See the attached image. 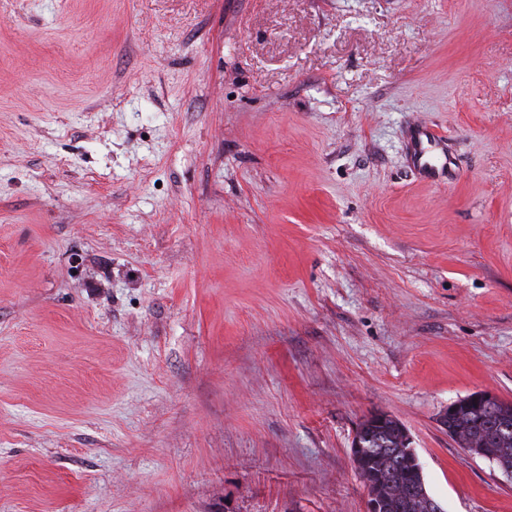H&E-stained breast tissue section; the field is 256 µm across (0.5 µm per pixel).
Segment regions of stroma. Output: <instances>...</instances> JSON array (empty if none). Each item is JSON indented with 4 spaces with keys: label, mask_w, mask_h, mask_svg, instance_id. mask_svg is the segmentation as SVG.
Instances as JSON below:
<instances>
[{
    "label": "stroma",
    "mask_w": 512,
    "mask_h": 512,
    "mask_svg": "<svg viewBox=\"0 0 512 512\" xmlns=\"http://www.w3.org/2000/svg\"><path fill=\"white\" fill-rule=\"evenodd\" d=\"M447 133L419 180L414 123ZM512 0H0V512H444L512 480ZM498 412L500 416L491 414L479 420L473 412L462 407L448 424V435L453 437L461 448V442L469 444L488 441L492 448H498L503 461L512 466V404H502L498 407ZM471 447L463 449L472 456L494 464L505 477L512 480V467L502 464L492 448H482L483 446L478 444ZM389 415L382 412H374L368 416L358 428L352 443L351 455L352 464L357 473H362L363 462L366 459L365 448L368 449L370 458V469L375 473L382 483H373L366 480L368 498L367 511L381 512L383 497L386 502L385 512H424L419 495H428L427 509L425 511H439L441 506L429 495L426 486L423 471H414L408 457L402 448L404 446V434L400 427L403 424L398 420L389 422L383 427H371L361 435L360 441L358 433L364 427L382 426L388 419ZM414 485L417 488L415 493L409 492V486ZM381 485L382 492L381 494ZM372 492L369 495V489ZM436 502H434V501ZM438 506H437V505ZM434 508V510H432ZM442 509V508H441Z\"/></svg>",
    "instance_id": "stroma-1"
}]
</instances>
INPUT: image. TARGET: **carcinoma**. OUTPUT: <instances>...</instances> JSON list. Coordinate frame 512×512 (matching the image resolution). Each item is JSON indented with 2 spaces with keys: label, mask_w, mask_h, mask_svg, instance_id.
<instances>
[{
  "label": "carcinoma",
  "mask_w": 512,
  "mask_h": 512,
  "mask_svg": "<svg viewBox=\"0 0 512 512\" xmlns=\"http://www.w3.org/2000/svg\"><path fill=\"white\" fill-rule=\"evenodd\" d=\"M401 427L402 423L391 421L368 428L361 441L368 449L371 471L382 479L385 512H423L417 496L427 494L424 475L413 470L404 452ZM448 435L458 443L488 441L512 465V404L499 406L498 414L483 420L462 408L448 424Z\"/></svg>",
  "instance_id": "obj_1"
}]
</instances>
